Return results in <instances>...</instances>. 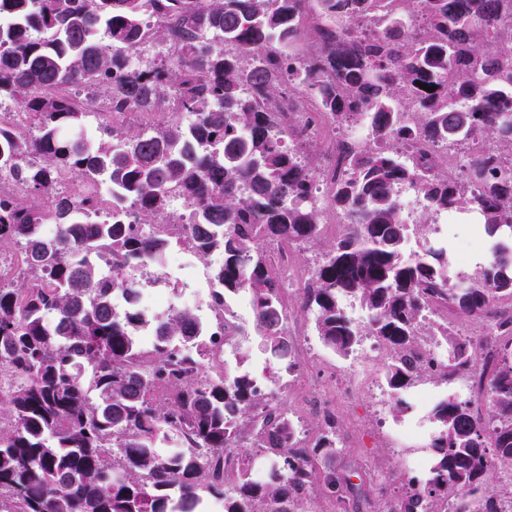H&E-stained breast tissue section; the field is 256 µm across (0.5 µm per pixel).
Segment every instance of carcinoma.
<instances>
[{
  "label": "carcinoma",
  "mask_w": 512,
  "mask_h": 512,
  "mask_svg": "<svg viewBox=\"0 0 512 512\" xmlns=\"http://www.w3.org/2000/svg\"><path fill=\"white\" fill-rule=\"evenodd\" d=\"M309 21L316 49L285 52ZM153 45L178 53L132 64ZM80 87L95 94L79 100ZM171 99L172 118L115 122ZM0 107L22 114L0 123V178L20 185L0 191V247H18L23 273L0 286V512H303L310 451L251 373L206 371L211 326L174 309L146 348L147 320L130 302L117 310L133 288L124 271L165 261L156 225L183 221L178 202L196 254L223 256L211 305L247 294L265 351L288 368L286 282L267 245L316 243L323 205L339 211L343 230L300 298L323 346L346 355L363 334L390 346L400 414L423 378L480 366L486 391L482 412L454 394L431 405L430 477L409 479L387 512H436V499L443 512H500L489 483L512 471V317L497 311L512 300V0H0ZM323 124L336 140L321 198L310 147ZM474 141L486 150H465ZM407 190L429 217L478 216L487 263L453 277L443 247L404 257ZM441 307L490 320L487 333L422 328ZM423 334L444 344L441 359L409 356ZM247 443L271 458L262 481ZM314 448L342 452L336 423ZM343 481L321 478L339 512Z\"/></svg>",
  "instance_id": "obj_1"
}]
</instances>
